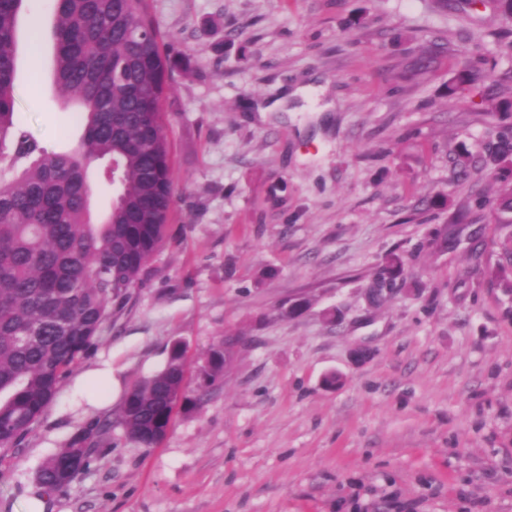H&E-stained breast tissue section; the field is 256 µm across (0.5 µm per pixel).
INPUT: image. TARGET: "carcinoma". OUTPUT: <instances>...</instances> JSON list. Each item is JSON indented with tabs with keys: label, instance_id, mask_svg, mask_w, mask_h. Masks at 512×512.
Returning a JSON list of instances; mask_svg holds the SVG:
<instances>
[{
	"label": "carcinoma",
	"instance_id": "carcinoma-1",
	"mask_svg": "<svg viewBox=\"0 0 512 512\" xmlns=\"http://www.w3.org/2000/svg\"><path fill=\"white\" fill-rule=\"evenodd\" d=\"M145 0H56L54 74L83 132L75 147L50 153L15 120V45L24 0H0V459L16 453L63 382L99 339L102 325L140 282L167 234L175 176L163 115L143 101L167 98L168 53ZM120 170V201L99 223L91 212L92 166ZM494 210L512 215V127L499 134ZM492 280L512 294V219L496 224ZM404 260L391 254L381 278L393 284ZM233 337L212 350L205 385L227 365ZM185 351L126 394L115 424L152 448L188 394ZM96 424L77 431L39 469V496L69 485L88 467Z\"/></svg>",
	"mask_w": 512,
	"mask_h": 512
}]
</instances>
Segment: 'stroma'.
Wrapping results in <instances>:
<instances>
[{
  "label": "stroma",
  "mask_w": 512,
  "mask_h": 512,
  "mask_svg": "<svg viewBox=\"0 0 512 512\" xmlns=\"http://www.w3.org/2000/svg\"><path fill=\"white\" fill-rule=\"evenodd\" d=\"M459 2L148 0L171 47L167 239L78 367L111 366L120 394L79 407L66 381L0 460V512L174 342L193 391L228 336L198 408L153 448L112 427L44 512H512V295L489 274L484 166L512 112L482 104L512 101V51L486 0ZM52 24V0H27L15 119L64 152L82 129L27 45ZM393 252L408 285L371 305ZM233 338V336L225 337L224 349L219 347L212 350L210 353L206 371L205 386H209L210 384L214 383L220 377L224 367L226 368L229 352L234 345Z\"/></svg>",
  "instance_id": "1"
}]
</instances>
